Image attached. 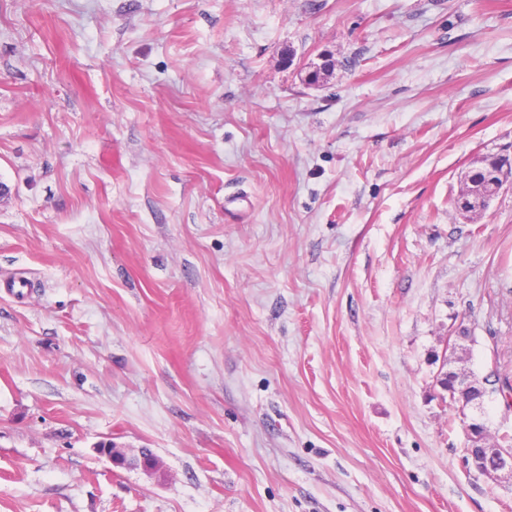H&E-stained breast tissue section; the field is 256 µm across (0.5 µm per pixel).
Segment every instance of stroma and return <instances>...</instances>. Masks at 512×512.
I'll return each instance as SVG.
<instances>
[{"label": "stroma", "mask_w": 512, "mask_h": 512, "mask_svg": "<svg viewBox=\"0 0 512 512\" xmlns=\"http://www.w3.org/2000/svg\"><path fill=\"white\" fill-rule=\"evenodd\" d=\"M500 153L512 0H0V512H512ZM496 158L502 160L497 166L488 165V170L485 172L486 176V189L481 190V194L476 193L475 185L472 183L475 172L484 168L479 166L468 171L464 177L466 181L465 187L460 192V196L456 201V207L462 212H473L484 210L488 206L492 198L497 195L504 187L512 185V160L506 156H497ZM484 179L483 173L478 172L474 176V183L481 184ZM458 393H459V408L462 414L465 436H466V461L475 472L480 475L494 476L499 472L506 471L510 475L512 474V437L505 440V444L508 446L500 445L501 442L491 441V435L486 423L482 420L481 416H475L465 412L468 409H478L479 407L471 403L466 398V393L471 390L474 393L477 389H484L492 391L496 385L495 380H491V374H487L485 377L489 383L485 381V378L481 380L472 379L467 381L465 377H461L458 373ZM473 387V388H472ZM490 387V388H489ZM486 456L494 457L497 459V465L495 467L487 466L485 462Z\"/></svg>", "instance_id": "35a3bbf8"}]
</instances>
